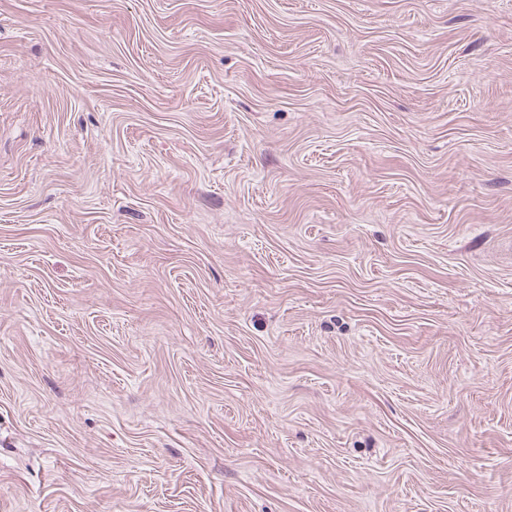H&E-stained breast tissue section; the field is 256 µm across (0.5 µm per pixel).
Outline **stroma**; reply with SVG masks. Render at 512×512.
<instances>
[{"label": "stroma", "mask_w": 512, "mask_h": 512, "mask_svg": "<svg viewBox=\"0 0 512 512\" xmlns=\"http://www.w3.org/2000/svg\"><path fill=\"white\" fill-rule=\"evenodd\" d=\"M0 512H512V0H0Z\"/></svg>", "instance_id": "35a3bbf8"}]
</instances>
